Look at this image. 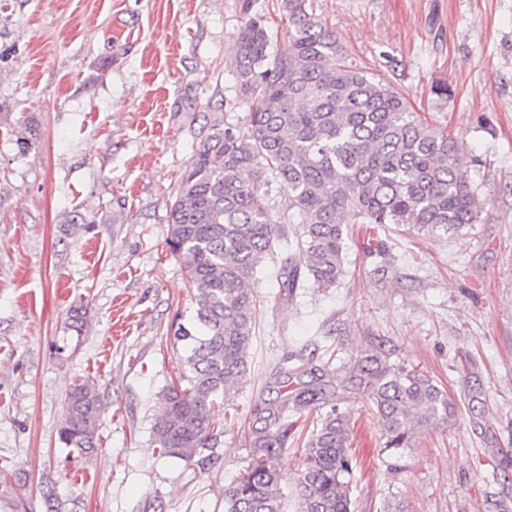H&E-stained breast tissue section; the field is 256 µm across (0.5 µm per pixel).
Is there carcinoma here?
Here are the masks:
<instances>
[{"mask_svg": "<svg viewBox=\"0 0 512 512\" xmlns=\"http://www.w3.org/2000/svg\"><path fill=\"white\" fill-rule=\"evenodd\" d=\"M288 49L273 52L260 15L238 35L234 68L248 103L247 127L213 125L186 170L168 220L167 244L194 288L195 316L174 320L188 350L179 378L161 395L152 424L161 454L202 467L216 436L210 409L249 371L255 327L251 281L280 225H300L299 259L285 262L276 301L286 305L310 283L331 288L343 275L347 224H397L417 235L455 234L479 218L469 162L454 138L425 124L392 85L348 66L343 45L309 12L308 0H281ZM288 191L296 216L276 215L273 188ZM282 390L254 408L246 433L252 459L224 489L225 512H282L277 459L312 426L302 448L301 512H351L350 412L336 390L365 387L384 450L403 452L415 435L449 424L455 405L425 372L376 355L349 368L283 367ZM310 380L304 381L302 377ZM97 388L68 394L59 439L89 454L101 413Z\"/></svg>", "mask_w": 512, "mask_h": 512, "instance_id": "cac0c4a2", "label": "carcinoma"}]
</instances>
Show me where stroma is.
Instances as JSON below:
<instances>
[{
	"mask_svg": "<svg viewBox=\"0 0 512 512\" xmlns=\"http://www.w3.org/2000/svg\"><path fill=\"white\" fill-rule=\"evenodd\" d=\"M275 50L280 0H0V512H224L245 434L286 358L374 353L425 371L452 424L383 453L358 389L351 512H512V0H311L349 63L391 82L470 163L480 223L441 238L348 227L344 277L276 305L274 246L252 288L249 372L205 467L161 455L152 418L195 304L166 243L181 177L215 121L245 127L233 55L246 4ZM103 400L97 450L65 448L69 391Z\"/></svg>",
	"mask_w": 512,
	"mask_h": 512,
	"instance_id": "35a3bbf8",
	"label": "stroma"
}]
</instances>
